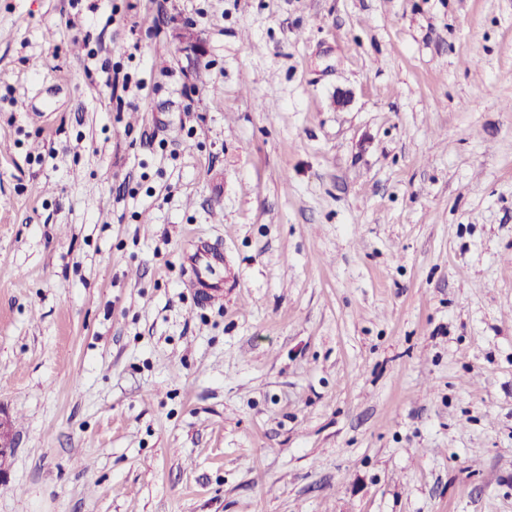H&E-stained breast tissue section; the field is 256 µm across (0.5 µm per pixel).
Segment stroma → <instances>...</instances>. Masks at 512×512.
I'll return each instance as SVG.
<instances>
[{
	"mask_svg": "<svg viewBox=\"0 0 512 512\" xmlns=\"http://www.w3.org/2000/svg\"><path fill=\"white\" fill-rule=\"evenodd\" d=\"M2 142L0 512H512V0H0ZM182 256L188 264L198 301L203 305H220L224 301V250L201 242ZM11 429L10 416L0 408V483L5 481L7 471L4 466L13 447Z\"/></svg>",
	"mask_w": 512,
	"mask_h": 512,
	"instance_id": "obj_1",
	"label": "stroma"
}]
</instances>
